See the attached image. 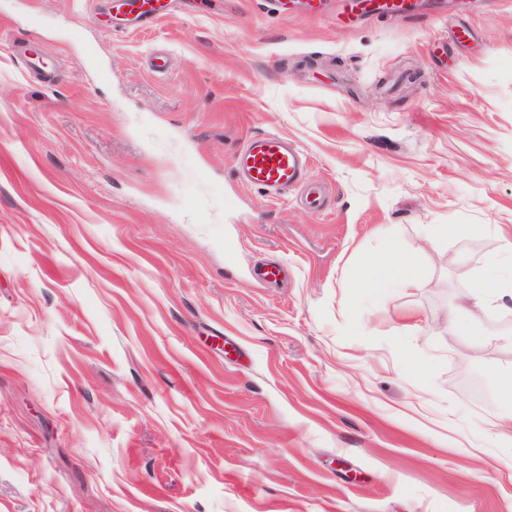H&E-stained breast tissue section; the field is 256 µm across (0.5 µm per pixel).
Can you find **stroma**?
I'll return each mask as SVG.
<instances>
[{
  "mask_svg": "<svg viewBox=\"0 0 512 512\" xmlns=\"http://www.w3.org/2000/svg\"><path fill=\"white\" fill-rule=\"evenodd\" d=\"M117 6L0 0V512H512V305L448 331L512 237V0ZM265 132L316 203L237 179ZM347 9L342 16H345L349 22L357 17L390 15L395 18H406L416 11V5L413 0H347ZM418 277L415 255L402 251L394 241H387L377 259H370L362 267L359 287L382 298L388 290L403 286Z\"/></svg>",
  "mask_w": 512,
  "mask_h": 512,
  "instance_id": "35a3bbf8",
  "label": "stroma"
}]
</instances>
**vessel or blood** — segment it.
Returning a JSON list of instances; mask_svg holds the SVG:
<instances>
[{"mask_svg":"<svg viewBox=\"0 0 512 512\" xmlns=\"http://www.w3.org/2000/svg\"><path fill=\"white\" fill-rule=\"evenodd\" d=\"M413 0H349L347 20L362 16L390 15L399 19L415 11ZM309 158L288 138L260 133L246 139L234 159L241 180L248 186L281 196L305 182Z\"/></svg>","mask_w":512,"mask_h":512,"instance_id":"vessel-or-blood-1","label":"vessel or blood"}]
</instances>
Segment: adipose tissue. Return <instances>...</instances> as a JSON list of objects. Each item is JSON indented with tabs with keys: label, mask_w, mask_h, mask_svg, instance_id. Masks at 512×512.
I'll return each mask as SVG.
<instances>
[{
	"label": "adipose tissue",
	"mask_w": 512,
	"mask_h": 512,
	"mask_svg": "<svg viewBox=\"0 0 512 512\" xmlns=\"http://www.w3.org/2000/svg\"><path fill=\"white\" fill-rule=\"evenodd\" d=\"M418 276L415 255L402 251L395 242H386L379 258L370 259L362 267L359 285L373 296L383 297L388 290L409 284ZM512 298V239L503 240L490 256L485 276L475 285L473 294L452 312L448 329L464 332L484 307Z\"/></svg>",
	"instance_id": "1"
}]
</instances>
